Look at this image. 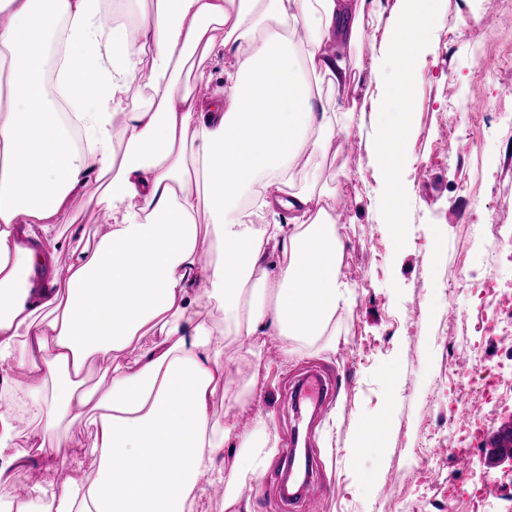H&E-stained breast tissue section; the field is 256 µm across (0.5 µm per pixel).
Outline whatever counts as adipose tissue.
Returning a JSON list of instances; mask_svg holds the SVG:
<instances>
[{
  "mask_svg": "<svg viewBox=\"0 0 512 512\" xmlns=\"http://www.w3.org/2000/svg\"><path fill=\"white\" fill-rule=\"evenodd\" d=\"M438 2L156 0L118 23L103 0H0V371L37 379L0 404L10 464L0 491H12L29 449L67 467L78 423L95 433L97 464L88 482L32 485L22 512H196L204 476L237 512L270 435L263 416L242 428L213 414L225 364L257 370L271 345L286 360L331 346L337 315L355 304L315 164L348 112L322 107L323 93L346 95L347 49L365 37L393 63L377 88L411 105L424 37L443 21ZM196 54L223 59L222 94L181 83ZM135 84L146 104L130 105ZM410 118L385 123L377 141L395 235ZM92 205L110 224L60 265L57 224ZM276 206L291 221L261 223ZM206 240L215 256L204 265ZM207 306L223 312L237 349L214 346ZM103 358L108 387L87 386ZM232 440L235 463L216 467Z\"/></svg>",
  "mask_w": 512,
  "mask_h": 512,
  "instance_id": "1",
  "label": "adipose tissue"
}]
</instances>
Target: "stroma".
<instances>
[{"mask_svg":"<svg viewBox=\"0 0 512 512\" xmlns=\"http://www.w3.org/2000/svg\"><path fill=\"white\" fill-rule=\"evenodd\" d=\"M443 24L428 34L400 177L404 228L394 240L385 222V187L375 147L388 112L401 111L379 97L371 62L389 69L379 49L362 42L352 51L361 66L345 101L354 134L332 142L319 160V182L336 192L346 215L343 272L356 287L351 311L336 320V345L312 348L303 359L283 362L269 349L260 371L246 363L225 366L234 385L251 381L250 411H226L216 395V415L250 425L253 411L265 417L274 454L254 482L249 512H304L287 507L280 482L283 451L306 441L320 485L315 512H455L448 477L476 484L474 470H455L449 455L435 454L448 433L450 409L466 391L451 387V363L480 344L490 363L512 373L507 337L490 329L477 303L462 288L471 276L512 284V258L484 269L481 255L500 236L512 237V132L489 120L472 126L470 113L494 102L512 110V12L500 0H440ZM485 16L474 24L473 14ZM470 217L463 225L462 217ZM436 264H429V257ZM320 370L331 382L329 399L314 421L297 418L289 397L304 371ZM389 411L380 446L355 452L357 428ZM470 512H512V460L491 471Z\"/></svg>","mask_w":512,"mask_h":512,"instance_id":"stroma-1","label":"stroma"}]
</instances>
